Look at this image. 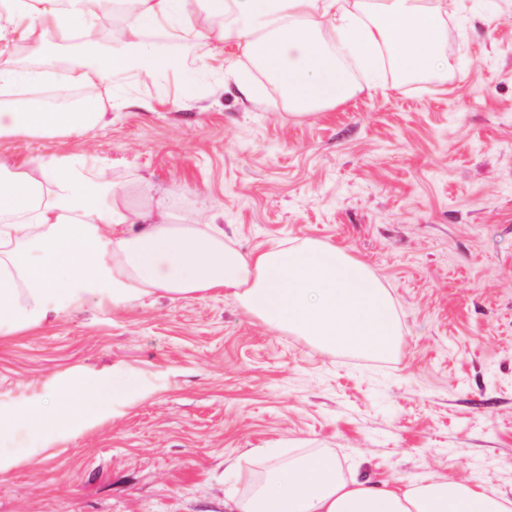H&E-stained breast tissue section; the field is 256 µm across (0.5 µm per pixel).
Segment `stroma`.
Masks as SVG:
<instances>
[{
  "instance_id": "35a3bbf8",
  "label": "stroma",
  "mask_w": 512,
  "mask_h": 512,
  "mask_svg": "<svg viewBox=\"0 0 512 512\" xmlns=\"http://www.w3.org/2000/svg\"><path fill=\"white\" fill-rule=\"evenodd\" d=\"M458 67L412 83L356 73L348 100L309 114L243 49L96 86L104 126L0 135V160L84 157L129 203L144 186L176 224H216L240 252L312 240L365 264L400 321L385 354L321 351L221 292L115 307L76 301L0 335V407L52 404L82 371L109 396L87 427L31 453L0 439V512H224V459L320 451L362 477L429 472L512 494V0H457ZM258 91L239 96L238 81ZM150 101L151 111L140 108Z\"/></svg>"
}]
</instances>
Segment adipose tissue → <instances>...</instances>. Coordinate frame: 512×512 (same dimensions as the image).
<instances>
[{"mask_svg": "<svg viewBox=\"0 0 512 512\" xmlns=\"http://www.w3.org/2000/svg\"><path fill=\"white\" fill-rule=\"evenodd\" d=\"M110 0H0V54L17 41L44 50L43 33L86 39ZM130 18L122 46L108 54H76L68 77L92 84L105 75L175 68L144 37L168 28L204 51L184 0H125ZM219 18L217 35L241 45L273 77L289 107L308 112L356 91L344 57L374 73L388 58L401 77L432 72L445 37L448 0H383L367 15L359 0H203ZM336 36L335 51L320 40ZM100 107L58 111L37 95L0 103V135L86 133ZM171 204H129L115 187L95 181L86 160L39 158L26 167L0 162V333L40 325L91 295L121 306L155 291L184 297L231 291L268 325L308 337L327 351L393 349L399 324L391 297L369 269L319 243L272 246L247 256L211 225L170 224ZM52 405L0 409V435L24 423L33 440L87 426L103 394L78 372L56 380ZM225 512H512V497L430 475L413 482H374L344 472L337 458L311 453L274 462L245 494L228 492Z\"/></svg>", "mask_w": 512, "mask_h": 512, "instance_id": "1", "label": "adipose tissue"}]
</instances>
